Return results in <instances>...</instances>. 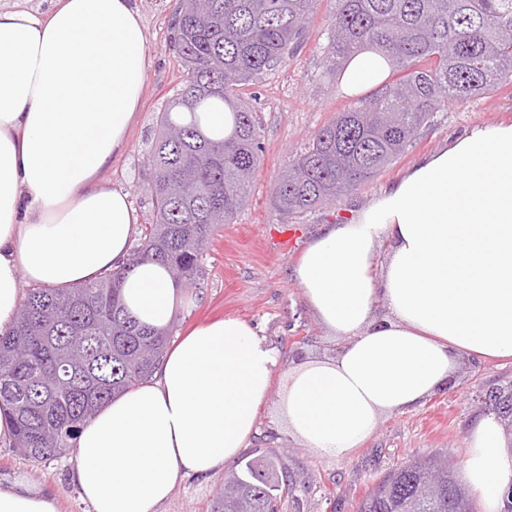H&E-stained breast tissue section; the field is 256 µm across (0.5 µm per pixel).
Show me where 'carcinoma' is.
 Segmentation results:
<instances>
[{
    "label": "carcinoma",
    "mask_w": 512,
    "mask_h": 512,
    "mask_svg": "<svg viewBox=\"0 0 512 512\" xmlns=\"http://www.w3.org/2000/svg\"><path fill=\"white\" fill-rule=\"evenodd\" d=\"M175 11L184 79L157 113L148 165L151 222L129 265L152 260L191 285L205 249L247 202L260 164V128L238 87L283 62L316 0H209ZM392 60L396 79L367 103L340 112L289 157L273 190L284 217L306 215L369 181L401 156L452 102L512 82V0H336L327 56L361 46ZM229 108L226 137H210L203 112ZM124 272L70 290L25 291L13 330L0 335V408L15 427L13 448L33 463L75 449L79 426L112 395L157 368L172 330L140 324L123 296ZM441 456L416 457L383 477L357 512H477ZM277 456L249 459L224 478L208 512H282L298 501Z\"/></svg>",
    "instance_id": "cac0c4a2"
}]
</instances>
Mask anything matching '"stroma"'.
I'll list each match as a JSON object with an SVG mask.
<instances>
[{"label":"stroma","instance_id":"obj_1","mask_svg":"<svg viewBox=\"0 0 512 512\" xmlns=\"http://www.w3.org/2000/svg\"><path fill=\"white\" fill-rule=\"evenodd\" d=\"M177 0H138L148 29L150 68L137 122L126 153L104 174V183L129 194L140 222H147L151 206L146 193L148 151L154 138L155 117L179 88L180 59L172 46L170 26ZM333 0H316L314 12L283 62L245 85L240 93L261 121V163L254 186L234 223L223 225L207 246L202 271L185 288L186 306L173 323L174 336L227 316L258 325L281 353L283 367L296 361L294 349L304 355L331 354L336 348L307 309L293 269L322 225L342 224L368 204L384 187L396 181L420 157L439 149L448 138L480 124L512 122V84L491 94L452 103L423 127L408 150L372 180L333 204L301 218L284 219L271 204L272 192L288 159L311 134L353 108V101L337 89V78L326 71ZM512 386V362L464 363L453 389L439 391L417 409L383 418L361 448L344 459L320 456L280 431L275 412L281 393L272 386L259 409L257 430L248 452L282 457L293 480L307 486L298 503L283 512H356L375 481L392 468L417 456L443 453L454 470L466 457V438L480 395ZM70 455L35 465L0 445V478H21L56 492L60 512H87L69 479ZM224 480L223 472L208 477L189 476L174 488L162 512H206L209 500Z\"/></svg>","mask_w":512,"mask_h":512}]
</instances>
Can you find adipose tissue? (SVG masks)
Masks as SVG:
<instances>
[{
  "label": "adipose tissue",
  "instance_id": "1",
  "mask_svg": "<svg viewBox=\"0 0 512 512\" xmlns=\"http://www.w3.org/2000/svg\"><path fill=\"white\" fill-rule=\"evenodd\" d=\"M148 47L135 0H50L40 14L0 7V333L14 323L23 278L66 289L123 268L141 324L167 327L182 306L164 265L128 266L138 217L126 191L101 184L128 146ZM390 72L386 55L365 47L348 56L339 88L360 99ZM294 277L343 347L281 376L255 326L227 317L194 328L81 427L71 479L90 512H159L180 480L235 461L272 385L288 436L345 458L383 417L454 382L462 361H512V123L449 138L349 221L325 225ZM466 445L465 483L500 512L512 435L481 410ZM0 512H58L57 495L0 482Z\"/></svg>",
  "mask_w": 512,
  "mask_h": 512
}]
</instances>
